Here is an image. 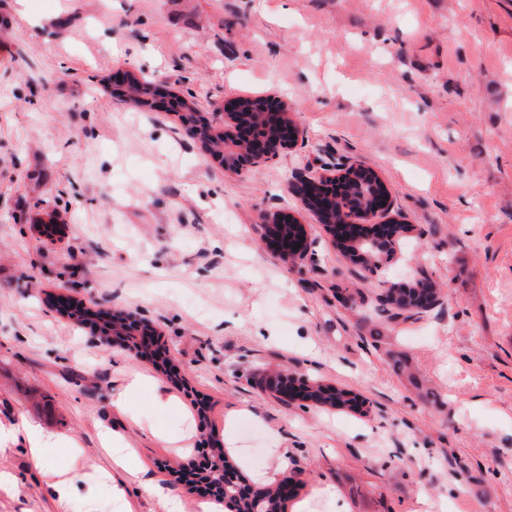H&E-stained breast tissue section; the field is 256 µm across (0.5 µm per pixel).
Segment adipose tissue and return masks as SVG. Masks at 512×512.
<instances>
[{
  "label": "adipose tissue",
  "mask_w": 512,
  "mask_h": 512,
  "mask_svg": "<svg viewBox=\"0 0 512 512\" xmlns=\"http://www.w3.org/2000/svg\"><path fill=\"white\" fill-rule=\"evenodd\" d=\"M59 436L45 432L40 427L21 422L10 425L0 424V446L19 445L28 449L35 463L43 462L42 452L49 444L59 443ZM102 448L107 449L112 458L111 470L98 472L97 478L101 481L111 482L116 493H123L127 484H135L140 495L151 500L162 502L167 512H179L180 502L170 496L164 487L146 471L137 466L130 449L117 448L113 445V436L109 429H102L100 435ZM46 487L53 497L61 504H69L75 494L76 488L72 479L67 477L65 471L52 464H44Z\"/></svg>",
  "instance_id": "obj_1"
}]
</instances>
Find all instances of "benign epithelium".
<instances>
[{
  "mask_svg": "<svg viewBox=\"0 0 512 512\" xmlns=\"http://www.w3.org/2000/svg\"><path fill=\"white\" fill-rule=\"evenodd\" d=\"M262 112L252 122L241 111L239 100L224 104V157L220 162L224 172L243 176L274 159L281 150L297 146L303 132L288 118L287 106L274 97H261ZM382 182L379 174L359 161L336 158L323 164L319 170H296L291 177L293 194L320 222L334 213L341 219L326 225V229L342 242H372L383 254L394 253L397 234L393 228L404 224L400 215L392 214V198L388 189L375 188ZM296 224L298 220L288 212L276 211L261 215L263 236L275 244L285 263L314 262L315 253L306 239L305 232L288 235L269 231L273 223ZM125 335L140 336L154 343L153 334L147 333L146 322L131 315L123 317ZM305 379L293 374H281L277 381L265 388L274 396L293 401L303 390Z\"/></svg>",
  "mask_w": 512,
  "mask_h": 512,
  "instance_id": "obj_1",
  "label": "benign epithelium"
}]
</instances>
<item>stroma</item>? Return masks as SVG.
Listing matches in <instances>:
<instances>
[{
    "mask_svg": "<svg viewBox=\"0 0 512 512\" xmlns=\"http://www.w3.org/2000/svg\"><path fill=\"white\" fill-rule=\"evenodd\" d=\"M0 421L68 437L47 460L111 469L115 427L139 467L193 512L173 438L255 454L245 478H293L289 512H512V0H0ZM131 72L171 79L205 113L272 95L304 139L241 176L178 115L112 95ZM334 157L375 169L413 224L377 278L305 216L316 266L282 262L264 211L299 210L293 171ZM442 290L391 320L386 283ZM148 321L173 385L137 350L101 342L55 298ZM285 369L363 412L285 402ZM155 378L181 407L130 394ZM0 512H163L111 484L68 507L29 452ZM330 487L336 499L323 495ZM148 388L152 402L160 409L173 408L177 405L176 398L165 388H162L154 379L145 375H136L129 383L127 390L112 398V410L118 414H128L130 411L129 394Z\"/></svg>",
    "mask_w": 512,
    "mask_h": 512,
    "instance_id": "35a3bbf8",
    "label": "stroma"
}]
</instances>
